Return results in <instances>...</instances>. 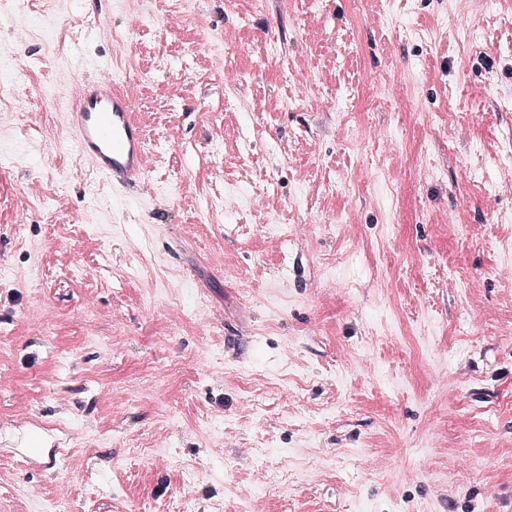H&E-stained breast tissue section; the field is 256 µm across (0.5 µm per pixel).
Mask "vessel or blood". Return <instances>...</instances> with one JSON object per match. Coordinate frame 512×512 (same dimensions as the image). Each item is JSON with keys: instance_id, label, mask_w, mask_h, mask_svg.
I'll use <instances>...</instances> for the list:
<instances>
[{"instance_id": "b4317fda", "label": "vessel or blood", "mask_w": 512, "mask_h": 512, "mask_svg": "<svg viewBox=\"0 0 512 512\" xmlns=\"http://www.w3.org/2000/svg\"><path fill=\"white\" fill-rule=\"evenodd\" d=\"M73 148L113 186L144 185L143 134L129 95L111 79L82 81L67 113Z\"/></svg>"}]
</instances>
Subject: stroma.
I'll use <instances>...</instances> for the list:
<instances>
[{
    "instance_id": "stroma-1",
    "label": "stroma",
    "mask_w": 512,
    "mask_h": 512,
    "mask_svg": "<svg viewBox=\"0 0 512 512\" xmlns=\"http://www.w3.org/2000/svg\"><path fill=\"white\" fill-rule=\"evenodd\" d=\"M13 6L0 512H512V0ZM120 51L147 194L68 149Z\"/></svg>"
}]
</instances>
